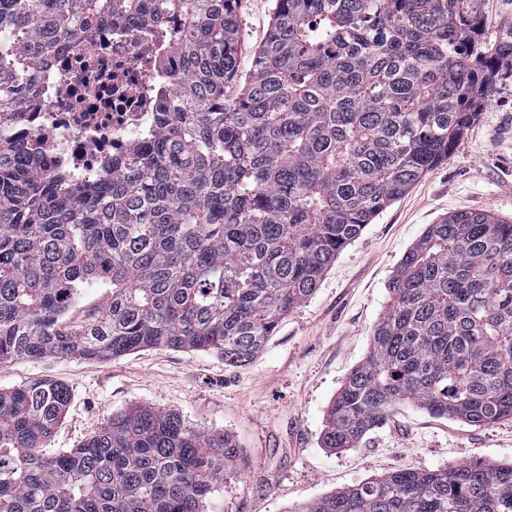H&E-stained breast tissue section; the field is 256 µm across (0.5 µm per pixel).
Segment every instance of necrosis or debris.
Returning a JSON list of instances; mask_svg holds the SVG:
<instances>
[{"instance_id":"obj_1","label":"necrosis or debris","mask_w":512,"mask_h":512,"mask_svg":"<svg viewBox=\"0 0 512 512\" xmlns=\"http://www.w3.org/2000/svg\"><path fill=\"white\" fill-rule=\"evenodd\" d=\"M139 26L101 21L81 56L60 48L15 125L0 138L37 139L43 164L83 183L97 181L158 135L156 103L171 76Z\"/></svg>"}]
</instances>
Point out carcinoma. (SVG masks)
I'll list each match as a JSON object with an SVG mask.
<instances>
[{"label":"carcinoma","mask_w":512,"mask_h":512,"mask_svg":"<svg viewBox=\"0 0 512 512\" xmlns=\"http://www.w3.org/2000/svg\"><path fill=\"white\" fill-rule=\"evenodd\" d=\"M239 0H0V128L61 45L103 20L174 15V96L119 175L52 178L37 140H0V360H109L147 347L250 363L336 256L448 160L499 81L472 0H275L242 92ZM99 281L110 303L63 317ZM365 360L322 441L351 449L410 404L473 426L512 419V221L430 224L389 284ZM62 383L0 390V512H204L239 451L139 406L42 453ZM299 512H512V464L399 469Z\"/></svg>","instance_id":"carcinoma-1"}]
</instances>
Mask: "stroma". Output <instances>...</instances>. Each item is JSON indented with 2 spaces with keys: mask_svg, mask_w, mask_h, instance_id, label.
Masks as SVG:
<instances>
[{
  "mask_svg": "<svg viewBox=\"0 0 512 512\" xmlns=\"http://www.w3.org/2000/svg\"><path fill=\"white\" fill-rule=\"evenodd\" d=\"M274 0H239V95L263 44ZM448 161L392 202L346 246L315 293L281 321L257 357L226 365L209 352L149 347L106 361L78 357L0 360V389L62 383L71 402L46 442L53 455L95 435L105 419L141 405L221 430L240 450L205 512H297L337 490L401 469L473 460L512 462V420L472 426L405 404L355 449L323 447L327 410L368 352L389 303L388 285L427 225L466 210L512 221V62Z\"/></svg>",
  "mask_w": 512,
  "mask_h": 512,
  "instance_id": "35a3bbf8",
  "label": "stroma"
}]
</instances>
